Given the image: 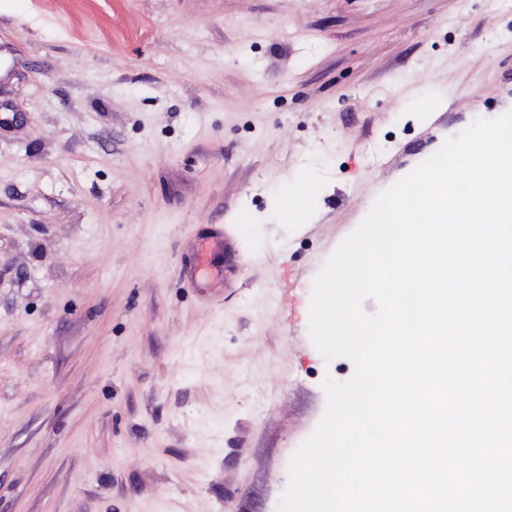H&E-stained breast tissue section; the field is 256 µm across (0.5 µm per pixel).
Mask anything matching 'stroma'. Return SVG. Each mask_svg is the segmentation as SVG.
Returning a JSON list of instances; mask_svg holds the SVG:
<instances>
[{
  "label": "stroma",
  "instance_id": "stroma-1",
  "mask_svg": "<svg viewBox=\"0 0 512 512\" xmlns=\"http://www.w3.org/2000/svg\"><path fill=\"white\" fill-rule=\"evenodd\" d=\"M11 6L0 512H278L324 377L354 373L310 339L314 278L512 110V0Z\"/></svg>",
  "mask_w": 512,
  "mask_h": 512
}]
</instances>
